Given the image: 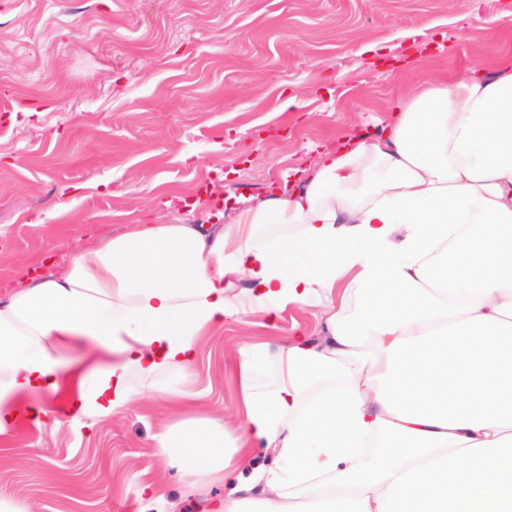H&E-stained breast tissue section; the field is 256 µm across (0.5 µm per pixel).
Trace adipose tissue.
Masks as SVG:
<instances>
[{
    "label": "adipose tissue",
    "mask_w": 512,
    "mask_h": 512,
    "mask_svg": "<svg viewBox=\"0 0 512 512\" xmlns=\"http://www.w3.org/2000/svg\"><path fill=\"white\" fill-rule=\"evenodd\" d=\"M298 305L316 336L235 349L240 424L194 410L201 338ZM152 396L157 457L226 483L216 512H512V63L425 82L227 223L127 225L0 301V436Z\"/></svg>",
    "instance_id": "adipose-tissue-1"
}]
</instances>
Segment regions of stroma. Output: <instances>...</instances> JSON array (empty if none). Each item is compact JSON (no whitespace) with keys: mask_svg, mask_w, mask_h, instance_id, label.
I'll use <instances>...</instances> for the list:
<instances>
[{"mask_svg":"<svg viewBox=\"0 0 512 512\" xmlns=\"http://www.w3.org/2000/svg\"><path fill=\"white\" fill-rule=\"evenodd\" d=\"M499 60L512 62V0H0V298L33 258L60 272L132 221L206 223L175 200L204 181L265 194L344 135L374 134L426 79ZM295 327L317 333L319 310L204 337L201 408L236 426L234 345ZM164 421L147 398L90 429L20 425L0 437V497L139 512L150 483L176 512H208L224 489L156 458Z\"/></svg>","mask_w":512,"mask_h":512,"instance_id":"stroma-1","label":"stroma"}]
</instances>
